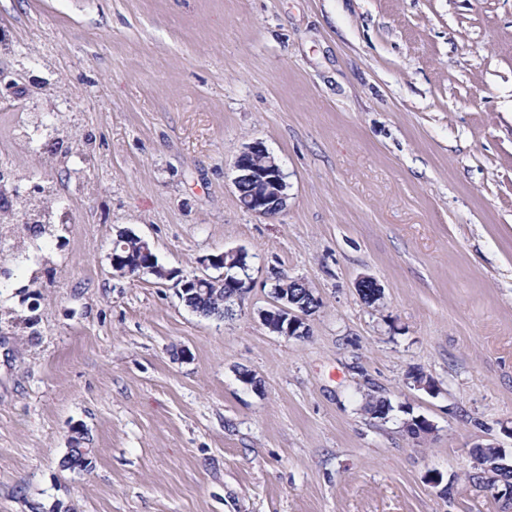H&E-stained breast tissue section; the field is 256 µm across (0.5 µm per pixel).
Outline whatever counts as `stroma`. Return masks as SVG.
<instances>
[{
	"label": "stroma",
	"mask_w": 512,
	"mask_h": 512,
	"mask_svg": "<svg viewBox=\"0 0 512 512\" xmlns=\"http://www.w3.org/2000/svg\"><path fill=\"white\" fill-rule=\"evenodd\" d=\"M0 29V163L67 216L0 226V512H504L464 472L512 453V0H0ZM46 116L67 154L19 138ZM254 141L272 218L233 183ZM123 229L186 273L245 250L251 287L200 316L114 275ZM277 272L306 338L258 317ZM257 152L269 156L267 148L260 141L243 147L234 163V185L237 191L243 184L251 188V195L247 198V211L259 216L274 217L286 207L287 177L271 156L264 168L251 166L249 158Z\"/></svg>",
	"instance_id": "35a3bbf8"
}]
</instances>
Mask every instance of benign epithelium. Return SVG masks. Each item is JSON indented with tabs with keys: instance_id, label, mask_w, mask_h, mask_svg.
<instances>
[{
	"instance_id": "1",
	"label": "benign epithelium",
	"mask_w": 512,
	"mask_h": 512,
	"mask_svg": "<svg viewBox=\"0 0 512 512\" xmlns=\"http://www.w3.org/2000/svg\"><path fill=\"white\" fill-rule=\"evenodd\" d=\"M260 153L267 155L268 150L260 142H252L243 147L237 156L234 168L236 177L234 185L241 188L246 184L251 188V195L247 198V211L264 217H274L281 213L286 207L287 182L286 175L281 167L274 161L269 160L262 168L250 165L249 158ZM36 192V186L24 189L19 180L15 178L0 179V193L6 197L19 199ZM140 257L135 259L126 253V247H112L110 251V262L112 270L120 277L148 276L161 273L165 280H175L179 285L178 294L182 295L187 291L211 288H232L237 296H242L251 286L250 277L246 274L240 279H229L225 269L224 257L238 255L240 251L231 250L219 254H211L199 260L202 270L189 276H181L176 269L164 270L154 265L151 254V246L145 239H139ZM213 269L217 274L212 275L208 270ZM294 279L285 277L283 284L272 287V298L270 306L259 311L261 323L271 332L288 338H303L309 335L310 327L308 317L317 308L319 301L315 296H310L309 303L300 304L290 293L291 284ZM358 293L369 294V300L382 298V288L376 280L371 277H363L357 283Z\"/></svg>"
}]
</instances>
